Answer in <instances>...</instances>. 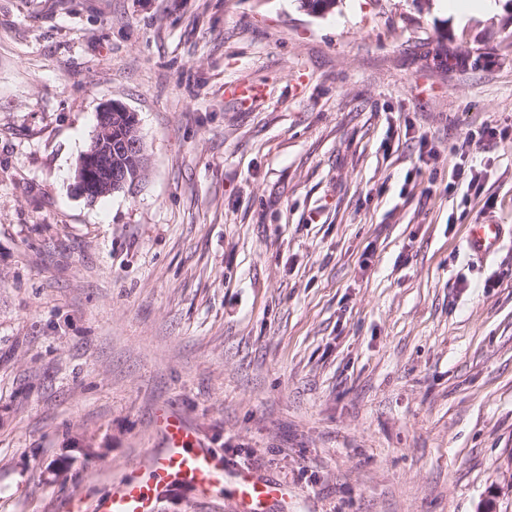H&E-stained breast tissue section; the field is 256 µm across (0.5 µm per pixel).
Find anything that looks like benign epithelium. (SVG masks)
Here are the masks:
<instances>
[{
    "label": "benign epithelium",
    "mask_w": 512,
    "mask_h": 512,
    "mask_svg": "<svg viewBox=\"0 0 512 512\" xmlns=\"http://www.w3.org/2000/svg\"><path fill=\"white\" fill-rule=\"evenodd\" d=\"M95 133L78 161V192L93 201L124 190L140 180L147 167L144 142L135 114L120 103H107L96 114ZM122 126L121 136L112 129Z\"/></svg>",
    "instance_id": "benign-epithelium-1"
}]
</instances>
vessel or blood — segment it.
<instances>
[{"label": "vessel or blood", "mask_w": 512, "mask_h": 512, "mask_svg": "<svg viewBox=\"0 0 512 512\" xmlns=\"http://www.w3.org/2000/svg\"><path fill=\"white\" fill-rule=\"evenodd\" d=\"M504 236L505 228L500 224L469 225L466 249L472 258L486 260L499 251ZM158 426L166 438V446L146 458L157 487L185 484L203 492L223 487L229 469L222 453L196 447L192 431L176 413L160 412ZM152 489L125 480L113 488L107 499L98 502L95 509H88L79 499L66 500L63 509L64 512H151ZM236 493L256 510L265 501L284 499L287 491L280 484L260 482L241 473L237 476Z\"/></svg>", "instance_id": "b4317fda"}]
</instances>
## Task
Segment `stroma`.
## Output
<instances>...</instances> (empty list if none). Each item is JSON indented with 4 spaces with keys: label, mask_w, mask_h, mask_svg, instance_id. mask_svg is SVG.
Masks as SVG:
<instances>
[{
    "label": "stroma",
    "mask_w": 512,
    "mask_h": 512,
    "mask_svg": "<svg viewBox=\"0 0 512 512\" xmlns=\"http://www.w3.org/2000/svg\"><path fill=\"white\" fill-rule=\"evenodd\" d=\"M109 102L148 171L90 201ZM163 409L268 512H512V0H0V512L147 481ZM504 236V224H471L467 231V252L472 259L486 260L499 251ZM237 478L236 493L251 508L258 509L264 501L283 500L288 491L278 483L260 482L249 474H235Z\"/></svg>",
    "instance_id": "1"
}]
</instances>
